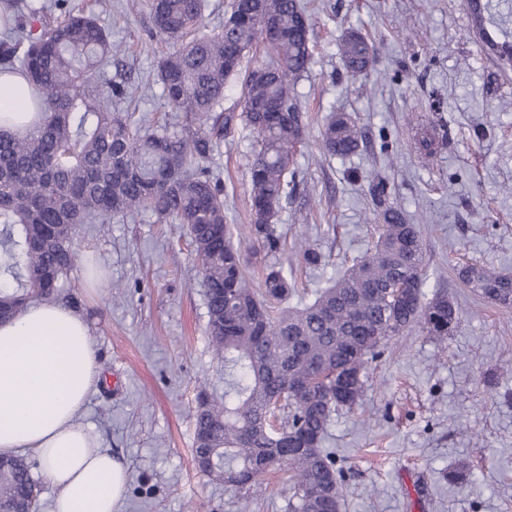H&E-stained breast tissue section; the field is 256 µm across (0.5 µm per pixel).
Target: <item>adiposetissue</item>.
Wrapping results in <instances>:
<instances>
[{
    "label": "adipose tissue",
    "mask_w": 512,
    "mask_h": 512,
    "mask_svg": "<svg viewBox=\"0 0 512 512\" xmlns=\"http://www.w3.org/2000/svg\"><path fill=\"white\" fill-rule=\"evenodd\" d=\"M99 367L84 319L33 303L0 322V454L32 451L57 489L53 512H117L128 472L79 417Z\"/></svg>",
    "instance_id": "obj_1"
}]
</instances>
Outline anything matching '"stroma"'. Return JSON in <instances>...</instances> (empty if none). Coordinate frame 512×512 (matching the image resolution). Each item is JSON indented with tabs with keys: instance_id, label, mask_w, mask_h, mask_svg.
Returning a JSON list of instances; mask_svg holds the SVG:
<instances>
[{
	"instance_id": "obj_1",
	"label": "stroma",
	"mask_w": 512,
	"mask_h": 512,
	"mask_svg": "<svg viewBox=\"0 0 512 512\" xmlns=\"http://www.w3.org/2000/svg\"><path fill=\"white\" fill-rule=\"evenodd\" d=\"M313 59L294 93L311 117L296 188L278 216V255L299 288L323 287L372 243L373 177L418 224L430 289H445L460 322L434 338L415 328L386 341L359 406L339 412L324 446L345 472L341 512H512V306L464 288L458 266L512 272V71L493 64L502 36L465 0H306ZM115 52L106 69L138 112L176 122L156 80L166 40L149 36L145 7L111 0L103 14ZM359 32L373 70L347 74L337 44ZM334 113L365 133L356 154L324 155ZM437 148L421 158L415 116ZM249 132L235 128L209 166L226 186L230 224L249 221ZM311 245L325 266L305 267ZM82 257L64 304L87 322L101 379L83 423L128 471L120 512H287L289 474L241 491L194 461L200 392H224V365L206 333L200 269L185 229L142 213L80 228ZM122 285L114 295L113 285Z\"/></svg>"
}]
</instances>
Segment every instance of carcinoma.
Segmentation results:
<instances>
[{
  "instance_id": "1",
  "label": "carcinoma",
  "mask_w": 512,
  "mask_h": 512,
  "mask_svg": "<svg viewBox=\"0 0 512 512\" xmlns=\"http://www.w3.org/2000/svg\"><path fill=\"white\" fill-rule=\"evenodd\" d=\"M204 7V0L148 4L152 28L173 43L156 72L166 107L187 123L177 130L113 106L127 87L99 77L112 56L101 16L76 13L68 0H0V21L13 24L0 42V74L23 75L40 113L24 132L0 131V319L69 294L82 225L141 211L183 225L202 273L210 343L224 361V396L202 393L195 413V443L210 458L199 471L247 491L286 467L288 512H340L339 471L321 448L333 414L354 410L385 340L414 327L446 336L458 311L441 293L426 298L419 230L387 203L380 179L372 183L377 240L311 302L285 305L295 281L277 261L264 262L260 291L249 287L225 224L222 182L207 162L236 126L250 131L245 239L266 257L280 252L277 216L296 186L295 156L305 143L294 85L311 64V23L302 0H230L221 29L200 36ZM486 8L499 25L512 18V0ZM56 10L61 18L40 34L27 29ZM269 23L277 30L270 40ZM261 44L267 59L243 65ZM338 58L348 73L365 74L376 49L351 32ZM231 80L240 84L238 110L224 108ZM364 140L349 116L334 114L320 145L346 158ZM459 278L478 296L512 305V274L466 265ZM34 490L28 459L0 455V512H24Z\"/></svg>"
}]
</instances>
